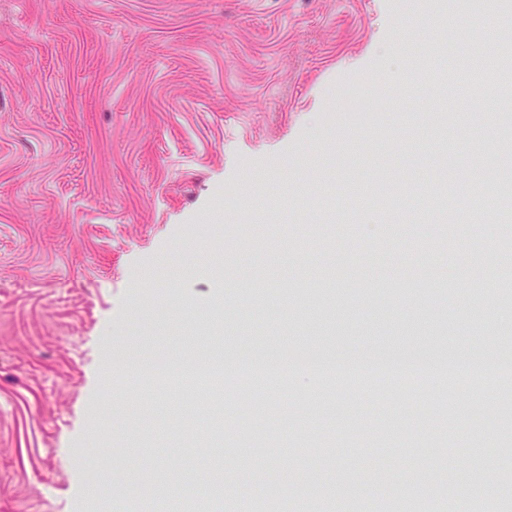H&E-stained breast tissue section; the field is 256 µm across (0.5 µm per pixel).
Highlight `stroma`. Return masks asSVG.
<instances>
[{"label":"stroma","instance_id":"35a3bbf8","mask_svg":"<svg viewBox=\"0 0 512 512\" xmlns=\"http://www.w3.org/2000/svg\"><path fill=\"white\" fill-rule=\"evenodd\" d=\"M488 2L455 47L459 0H0V512H166L97 497L131 458L188 484L285 476L319 503L381 473L379 503L424 500L440 474L453 506L472 487L512 506L495 426L512 392L453 393L481 416L441 439L438 387L395 394L374 429L373 393L318 404L296 379L270 386L249 441L234 412L252 392L226 390L216 417L135 375L142 354L512 357L494 279L512 201L470 193L468 159L512 111L455 78L469 44L502 37ZM370 432L386 455L359 448Z\"/></svg>","mask_w":512,"mask_h":512}]
</instances>
